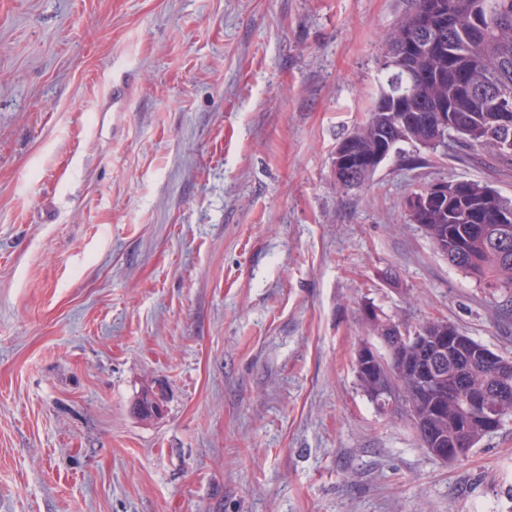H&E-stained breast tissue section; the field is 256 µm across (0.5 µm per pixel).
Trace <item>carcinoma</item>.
I'll list each match as a JSON object with an SVG mask.
<instances>
[{
    "label": "carcinoma",
    "mask_w": 512,
    "mask_h": 512,
    "mask_svg": "<svg viewBox=\"0 0 512 512\" xmlns=\"http://www.w3.org/2000/svg\"><path fill=\"white\" fill-rule=\"evenodd\" d=\"M431 5L429 25L422 33L436 42L432 53L411 54L405 34L415 32V12L392 28L384 41L386 54L396 58L387 69L379 94L365 122L341 139L351 143L358 167L355 181L341 186H360L380 166L367 163L379 149L385 156L400 150L403 143L437 147L448 140L461 150L489 147L499 155H512V124L503 126L492 112H480L467 89L482 88L497 95H512V0H427ZM404 106L394 111L395 104ZM447 200H433L406 214L410 224L420 225L448 263L512 304V233L500 238L489 231L497 216L512 211V199L488 185L470 180L452 183ZM382 337L386 353L380 364L394 371L400 392L420 447L471 450L489 434L483 422L468 413V401L476 391L497 400L500 372L497 363L484 361L470 351L448 359L446 391L414 393L415 380L399 378L395 368L416 367L423 359L415 344L399 339L400 325L376 315L371 320ZM431 340L454 339L459 332L446 320L419 326ZM512 381V373L506 375Z\"/></svg>",
    "instance_id": "obj_1"
}]
</instances>
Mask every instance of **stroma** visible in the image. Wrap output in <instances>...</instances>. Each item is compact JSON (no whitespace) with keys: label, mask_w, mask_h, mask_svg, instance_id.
<instances>
[{"label":"stroma","mask_w":512,"mask_h":512,"mask_svg":"<svg viewBox=\"0 0 512 512\" xmlns=\"http://www.w3.org/2000/svg\"><path fill=\"white\" fill-rule=\"evenodd\" d=\"M411 7L0 0V512H512V420L444 463L355 370L368 307L512 356L501 297L404 208L512 198V161L332 173Z\"/></svg>","instance_id":"stroma-1"}]
</instances>
